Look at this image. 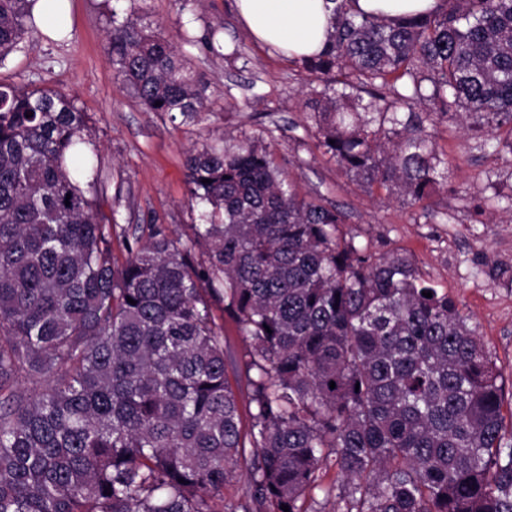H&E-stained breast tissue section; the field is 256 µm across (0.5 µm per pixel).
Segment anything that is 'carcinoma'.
I'll return each instance as SVG.
<instances>
[{
    "label": "carcinoma",
    "mask_w": 512,
    "mask_h": 512,
    "mask_svg": "<svg viewBox=\"0 0 512 512\" xmlns=\"http://www.w3.org/2000/svg\"><path fill=\"white\" fill-rule=\"evenodd\" d=\"M33 2L0 0V62ZM331 2L328 47L302 60L308 107L366 192L432 198L436 118L512 136V0L395 21ZM112 27L124 86L196 120L205 86L164 34L115 11ZM98 179L67 94L0 83V512H223L247 442L242 512H304L328 464L336 512H512L501 372L412 254L372 258L244 134L188 151L199 223L153 226L119 265ZM214 303L247 343L246 434Z\"/></svg>",
    "instance_id": "carcinoma-1"
}]
</instances>
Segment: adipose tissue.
<instances>
[{
  "label": "adipose tissue",
  "instance_id": "ef3b65f1",
  "mask_svg": "<svg viewBox=\"0 0 512 512\" xmlns=\"http://www.w3.org/2000/svg\"><path fill=\"white\" fill-rule=\"evenodd\" d=\"M249 35L299 58L327 45L330 0H236Z\"/></svg>",
  "mask_w": 512,
  "mask_h": 512
}]
</instances>
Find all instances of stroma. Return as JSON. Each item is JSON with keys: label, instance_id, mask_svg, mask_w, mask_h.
<instances>
[{"label": "stroma", "instance_id": "1", "mask_svg": "<svg viewBox=\"0 0 512 512\" xmlns=\"http://www.w3.org/2000/svg\"><path fill=\"white\" fill-rule=\"evenodd\" d=\"M72 30L52 41L38 28L0 63V82L48 86L73 98L87 112L99 145L98 190L114 212L117 261L127 244L158 224L184 233L198 221L188 201L186 152L222 133H247L272 141L277 162L301 194L321 197L346 215L344 233L378 257L396 249L411 253L435 288L447 291L499 367L502 414L512 430V154L493 152L463 127L443 118L429 131L448 158V182L430 209L382 202L346 177L324 155L305 112L312 86L300 62L260 44L236 15L235 0H71ZM162 29L206 85L211 105L197 122L148 112L115 75L108 54L113 15ZM217 30L224 47L240 45L236 59L211 53L200 38ZM224 327V341L241 382L240 408L248 410L246 344L221 305L211 307Z\"/></svg>", "mask_w": 512, "mask_h": 512}]
</instances>
